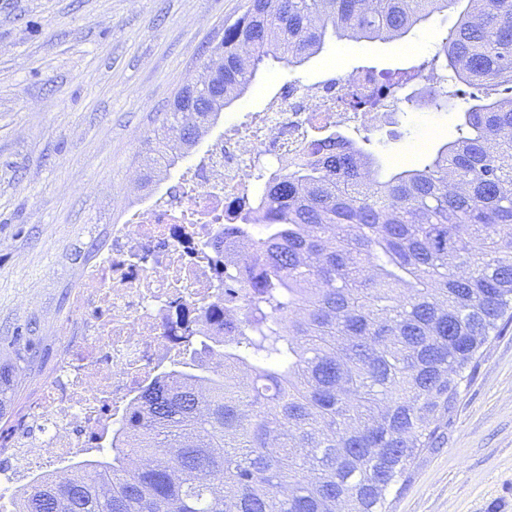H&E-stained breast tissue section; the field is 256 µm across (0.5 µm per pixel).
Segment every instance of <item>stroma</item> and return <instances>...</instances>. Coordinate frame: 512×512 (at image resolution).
<instances>
[{
  "label": "stroma",
  "mask_w": 512,
  "mask_h": 512,
  "mask_svg": "<svg viewBox=\"0 0 512 512\" xmlns=\"http://www.w3.org/2000/svg\"><path fill=\"white\" fill-rule=\"evenodd\" d=\"M246 0H0V360L22 350L7 429L56 370L53 329L72 315L78 273L139 199L144 140L203 50ZM457 9L396 42L334 39L296 70L265 72L232 112L267 111L281 89L318 86L360 67L407 69L431 57ZM371 132L384 164L409 157L432 126L456 134V108L387 103ZM387 512H512V327L487 344L444 442L415 460Z\"/></svg>",
  "instance_id": "35a3bbf8"
}]
</instances>
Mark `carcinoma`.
Listing matches in <instances>:
<instances>
[{
  "mask_svg": "<svg viewBox=\"0 0 512 512\" xmlns=\"http://www.w3.org/2000/svg\"><path fill=\"white\" fill-rule=\"evenodd\" d=\"M459 25L379 88L443 72L469 88L457 137L384 171L315 127L306 159L266 181L216 239L267 235L224 289L250 290L224 368L198 354L144 386L100 456L36 478L15 512H385L436 447L480 349L512 324V0H248L145 139L168 169L274 64L332 38L394 41L450 6ZM346 112L378 96L350 90ZM25 357L0 365V415Z\"/></svg>",
  "mask_w": 512,
  "mask_h": 512,
  "instance_id": "cac0c4a2",
  "label": "carcinoma"
}]
</instances>
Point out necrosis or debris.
Listing matches in <instances>:
<instances>
[{"instance_id":"obj_1","label":"necrosis or debris","mask_w":512,"mask_h":512,"mask_svg":"<svg viewBox=\"0 0 512 512\" xmlns=\"http://www.w3.org/2000/svg\"><path fill=\"white\" fill-rule=\"evenodd\" d=\"M376 84L368 74L340 75L324 90L284 94L246 122L228 116L175 184L126 209L108 249L80 271L76 321L60 329L66 346L55 375L0 436V506L25 479L79 458L87 434L108 436L163 366L204 342L214 347L208 363L223 364L221 342L242 319L247 291L225 292L224 275L236 266L212 240L256 195L260 174L302 155L315 123L383 125L384 112L330 109L349 86ZM215 304L224 309L220 325L208 317Z\"/></svg>"}]
</instances>
